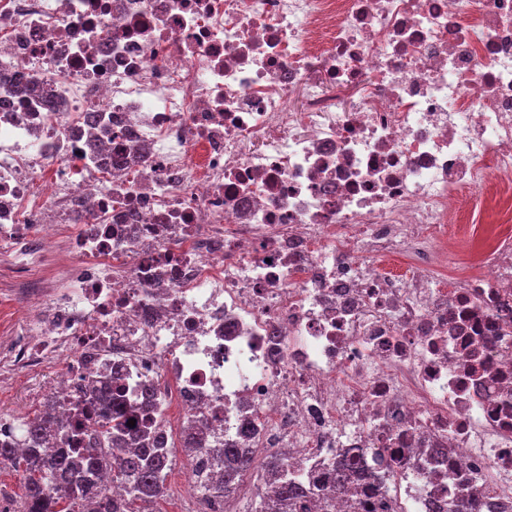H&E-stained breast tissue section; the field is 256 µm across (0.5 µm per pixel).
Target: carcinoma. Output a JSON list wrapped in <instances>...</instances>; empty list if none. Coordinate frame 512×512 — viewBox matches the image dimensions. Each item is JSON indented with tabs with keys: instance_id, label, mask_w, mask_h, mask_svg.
Wrapping results in <instances>:
<instances>
[{
	"instance_id": "carcinoma-1",
	"label": "carcinoma",
	"mask_w": 512,
	"mask_h": 512,
	"mask_svg": "<svg viewBox=\"0 0 512 512\" xmlns=\"http://www.w3.org/2000/svg\"><path fill=\"white\" fill-rule=\"evenodd\" d=\"M54 416L43 411L40 423L30 428L32 447L23 453L0 445V463L6 462L19 472V512H84L86 502L95 504L96 512H156L154 505L164 496L167 470L174 452L164 448H141L122 459L118 475L126 484V494L114 500L98 490L101 471H112V453L102 444L112 442V434L125 429L124 424L107 421L100 425L92 448H58L49 459L41 442L52 432ZM363 450L344 449V458L320 478L319 512H335L336 497H349L350 512H369V506L388 493V487L375 480L362 462ZM252 465L251 457L240 448L224 449L222 486L207 481L196 488L207 496L213 492L232 493ZM267 481L273 494L259 502L256 512H308L309 498L298 483L288 479L287 468L275 455L265 463Z\"/></svg>"
}]
</instances>
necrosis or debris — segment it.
<instances>
[{"instance_id": "1", "label": "necrosis or debris", "mask_w": 512, "mask_h": 512, "mask_svg": "<svg viewBox=\"0 0 512 512\" xmlns=\"http://www.w3.org/2000/svg\"><path fill=\"white\" fill-rule=\"evenodd\" d=\"M0 241L68 256L9 357L70 447L512 512V0H0ZM361 448H345L344 458L334 468L328 469L320 478L321 493L317 500L320 512H334L336 496L347 495L350 512H374L367 510L369 506L380 503L383 496L395 493L397 485L388 482V487L381 481L375 480L371 472L362 462ZM380 498V499H379Z\"/></svg>"}]
</instances>
